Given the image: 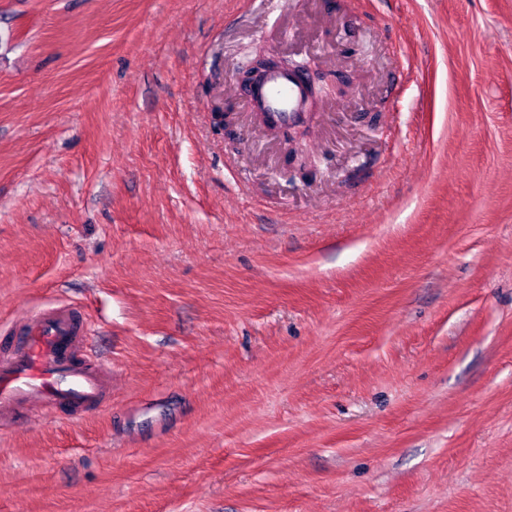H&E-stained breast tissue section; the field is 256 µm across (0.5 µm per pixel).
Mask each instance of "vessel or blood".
<instances>
[{"label":"vessel or blood","mask_w":512,"mask_h":512,"mask_svg":"<svg viewBox=\"0 0 512 512\" xmlns=\"http://www.w3.org/2000/svg\"><path fill=\"white\" fill-rule=\"evenodd\" d=\"M304 95L302 81L281 71L267 73L258 87L244 93L247 101L262 100L284 125L301 111ZM110 392L77 307L61 302L39 311L27 322L21 343L0 355V428L32 407L77 420L102 408Z\"/></svg>","instance_id":"1"}]
</instances>
